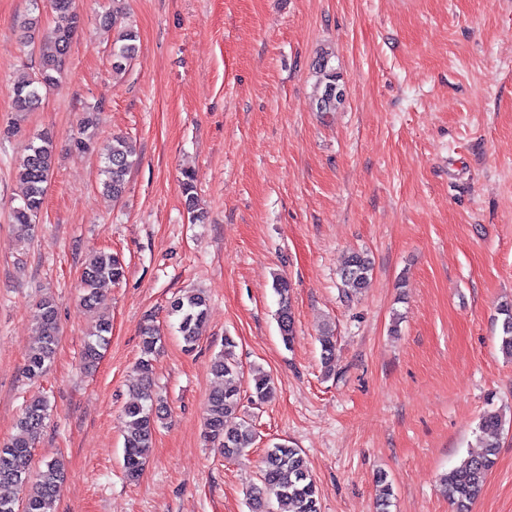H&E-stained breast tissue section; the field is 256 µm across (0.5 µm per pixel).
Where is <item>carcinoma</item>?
<instances>
[{"mask_svg":"<svg viewBox=\"0 0 512 512\" xmlns=\"http://www.w3.org/2000/svg\"><path fill=\"white\" fill-rule=\"evenodd\" d=\"M53 8L66 20L44 34L38 45V67L34 75L16 85L14 108L17 112H30L41 103L44 93L58 82L63 71L65 58L70 50L73 37L80 26V18L71 12L72 0H52ZM40 7L37 0H31V9L16 21L24 42L33 41L35 32L40 29ZM137 34L131 28L121 30L112 41V70L122 72L138 54ZM324 91L317 99V111L332 112L342 101L343 94L337 90V76L326 57L315 64ZM96 126L94 113L89 112L82 120L81 132L73 141L78 149H88L91 145V130ZM54 157L52 137L43 134L28 146L20 169L19 178L26 185L22 203L13 208L12 219L24 235L31 234L38 220L45 200L47 185L51 176ZM103 189L119 199L127 185V175L136 163V150L131 141L123 136L112 137V144L103 156ZM373 272V262L368 254H352L342 273V288L346 296L361 293L368 288ZM124 275V268L118 256L100 251L91 255L82 269L84 285L83 304L88 309L95 308L100 300L101 286L116 283ZM273 289L279 297L277 321L284 344L291 343L294 320L290 305V285L282 277L273 281ZM176 318L177 330L185 350L194 349L207 318V298L201 291H192L174 299L168 311ZM504 315L501 351L512 357V306L500 310ZM34 318L40 329L38 345L25 365L26 374L42 376L51 365L60 341V328L54 299L42 298L36 305ZM111 322L105 318L97 320L94 331L85 341L82 359L87 368L95 366L102 358L103 351L110 344ZM142 356L137 368L141 383L137 387L136 401L123 409L124 453L123 468L130 480L142 473L152 446L153 433L161 419L160 409L163 400L152 388L153 361L162 343V334L153 318L145 320L140 331ZM236 342L230 336L224 337V350L212 363L213 372L223 378V385L213 392L207 402L205 439L214 447L224 450V457L235 458L244 449L251 447L256 434L252 423L243 419L236 426L227 425L228 419L241 403L240 378L243 370L235 354ZM322 364L327 374L334 371L333 356L335 343L325 336L321 339ZM253 385L250 401L260 406L270 400L274 393V381L270 375L257 370L252 377ZM50 405L46 399H37L25 405L17 422L18 434L8 444L0 447V512H49V505L58 496L65 481V469L58 457L46 459L42 468L31 469L33 448L42 433L45 420L49 416ZM503 416L496 412L485 414L479 423V430L485 436L483 451L469 455L441 477L448 501L454 512H472L473 504L479 498L489 471L495 463L500 448L497 435L503 429ZM261 486L250 494L255 512L262 510L263 497L267 496L288 512H320L317 486L312 479L306 458L299 448L285 443H276L267 449L264 466L260 475ZM377 505L379 512H387L393 496L392 482L381 474L377 478Z\"/></svg>","mask_w":512,"mask_h":512,"instance_id":"obj_1","label":"carcinoma"}]
</instances>
